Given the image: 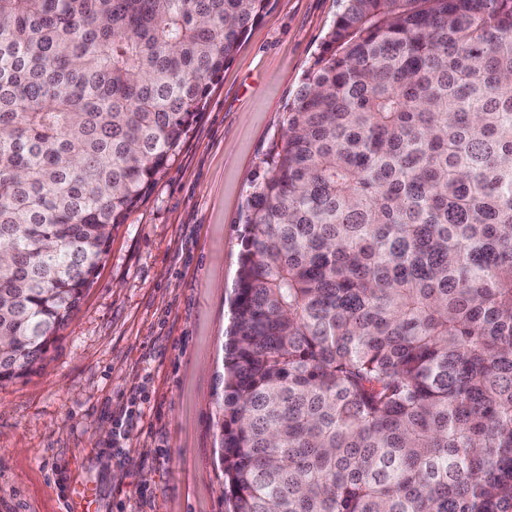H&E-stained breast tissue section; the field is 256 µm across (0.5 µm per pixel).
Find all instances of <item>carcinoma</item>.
<instances>
[{
    "mask_svg": "<svg viewBox=\"0 0 512 512\" xmlns=\"http://www.w3.org/2000/svg\"><path fill=\"white\" fill-rule=\"evenodd\" d=\"M252 184L225 512H512V0H341ZM269 0H0V383Z\"/></svg>",
    "mask_w": 512,
    "mask_h": 512,
    "instance_id": "1",
    "label": "carcinoma"
}]
</instances>
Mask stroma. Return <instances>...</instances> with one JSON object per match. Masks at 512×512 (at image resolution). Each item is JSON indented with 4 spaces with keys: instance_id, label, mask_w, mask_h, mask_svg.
I'll return each mask as SVG.
<instances>
[{
    "instance_id": "35a3bbf8",
    "label": "stroma",
    "mask_w": 512,
    "mask_h": 512,
    "mask_svg": "<svg viewBox=\"0 0 512 512\" xmlns=\"http://www.w3.org/2000/svg\"><path fill=\"white\" fill-rule=\"evenodd\" d=\"M340 9L269 0L43 366L0 385V512H224L215 392L246 197Z\"/></svg>"
}]
</instances>
